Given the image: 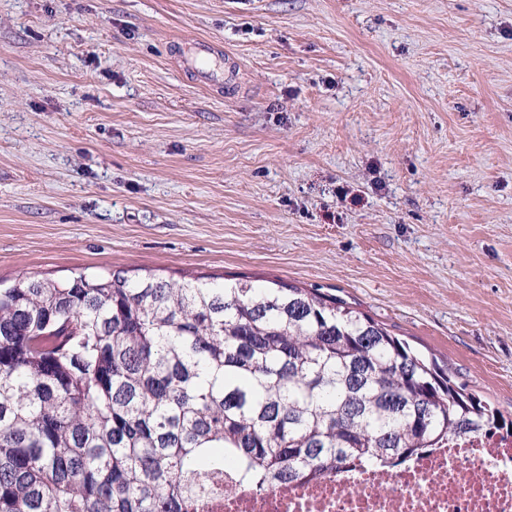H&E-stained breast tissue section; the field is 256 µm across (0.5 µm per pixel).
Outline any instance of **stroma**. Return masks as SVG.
I'll return each instance as SVG.
<instances>
[{"instance_id": "1", "label": "stroma", "mask_w": 512, "mask_h": 512, "mask_svg": "<svg viewBox=\"0 0 512 512\" xmlns=\"http://www.w3.org/2000/svg\"><path fill=\"white\" fill-rule=\"evenodd\" d=\"M78 268L319 289L511 413L512 0H0V287ZM193 52L190 57H181L180 63L183 68L195 67L198 71V79L205 85H217L219 84V78L217 71L221 70L223 59L221 57L214 56L212 48L206 40L194 41ZM213 62L215 68L203 67V63ZM199 65V66H198Z\"/></svg>"}]
</instances>
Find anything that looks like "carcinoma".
Masks as SVG:
<instances>
[{"label": "carcinoma", "instance_id": "carcinoma-1", "mask_svg": "<svg viewBox=\"0 0 512 512\" xmlns=\"http://www.w3.org/2000/svg\"><path fill=\"white\" fill-rule=\"evenodd\" d=\"M487 433L512 416L316 290L121 268L0 288V512H190L227 463L262 490Z\"/></svg>", "mask_w": 512, "mask_h": 512}]
</instances>
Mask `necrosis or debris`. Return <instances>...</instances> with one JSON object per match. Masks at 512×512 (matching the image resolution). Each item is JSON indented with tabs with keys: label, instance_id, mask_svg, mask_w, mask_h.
<instances>
[{
	"label": "necrosis or debris",
	"instance_id": "obj_1",
	"mask_svg": "<svg viewBox=\"0 0 512 512\" xmlns=\"http://www.w3.org/2000/svg\"><path fill=\"white\" fill-rule=\"evenodd\" d=\"M193 512H512V439L449 442L401 470L368 467L256 490L225 476Z\"/></svg>",
	"mask_w": 512,
	"mask_h": 512
}]
</instances>
